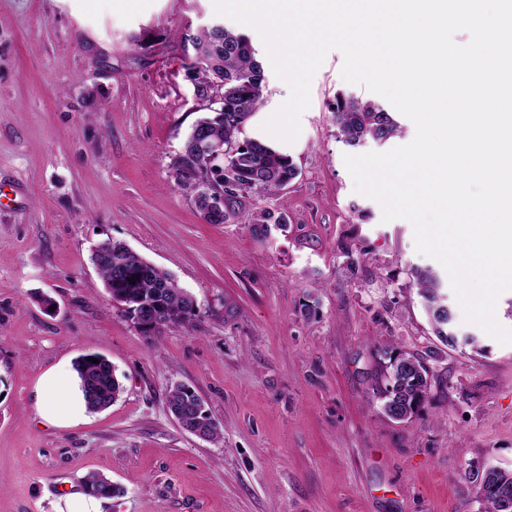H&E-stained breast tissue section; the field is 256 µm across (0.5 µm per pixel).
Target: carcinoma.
I'll list each match as a JSON object with an SVG mask.
<instances>
[{
    "label": "carcinoma",
    "instance_id": "obj_1",
    "mask_svg": "<svg viewBox=\"0 0 512 512\" xmlns=\"http://www.w3.org/2000/svg\"><path fill=\"white\" fill-rule=\"evenodd\" d=\"M191 40L196 54L188 69L194 92L207 97L218 89L223 97L192 127L173 163L175 181L192 193L197 181L208 183L213 192L225 194L224 212L228 213L241 204L242 194L253 189L279 191L297 177L298 170L291 159L253 140H239L238 134L250 114L263 105L266 80L263 63L250 43L227 27L204 28ZM333 118L340 136L350 146L368 139L385 143L399 131L391 113L381 104L353 96L336 98ZM205 140L224 143L228 152L222 158L207 160L201 149ZM252 224L255 232L265 235L270 225H279L281 220L262 210L254 214ZM93 263L112 302L120 306L127 319L141 322L138 330L143 335L156 336L170 326H193L199 311L191 295L125 244L107 240ZM412 276L436 336L444 342L455 341L454 314L443 304L439 275L429 268H416ZM131 279L135 284L129 283ZM383 353L384 361L377 365L372 378L373 397L382 410L395 407L411 418L427 398L435 376L414 353L391 344L383 347ZM90 356L99 362L88 361ZM90 356H80L75 371L87 409L99 412L118 399L122 385L105 356ZM167 404L177 422L202 431L205 440L218 443L223 439L221 427L191 388L171 386ZM478 485L479 512H502L503 497L512 494V471L491 467L483 472ZM83 487L97 498L113 499L123 494L121 487L97 472L83 479Z\"/></svg>",
    "mask_w": 512,
    "mask_h": 512
}]
</instances>
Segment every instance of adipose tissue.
Masks as SVG:
<instances>
[{"label": "adipose tissue", "instance_id": "obj_1", "mask_svg": "<svg viewBox=\"0 0 512 512\" xmlns=\"http://www.w3.org/2000/svg\"><path fill=\"white\" fill-rule=\"evenodd\" d=\"M249 139L263 143L279 154L293 157L298 145L288 115L269 106L254 112L246 123ZM38 412L51 424L66 426L82 418L85 402L77 381L66 370L47 372L38 387Z\"/></svg>", "mask_w": 512, "mask_h": 512}]
</instances>
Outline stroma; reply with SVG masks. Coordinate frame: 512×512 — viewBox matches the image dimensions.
Instances as JSON below:
<instances>
[{
    "instance_id": "1",
    "label": "stroma",
    "mask_w": 512,
    "mask_h": 512,
    "mask_svg": "<svg viewBox=\"0 0 512 512\" xmlns=\"http://www.w3.org/2000/svg\"><path fill=\"white\" fill-rule=\"evenodd\" d=\"M218 20L213 0H0V512H56L91 471L124 489L101 512H477L475 474L512 471V345L460 318L481 353L434 335L410 272L439 262L417 253L409 221L355 193L344 164L408 144L413 123L345 144L331 103L374 94L331 51L300 118L297 177L205 223L172 163L203 115L184 37ZM259 210L285 225L259 237ZM108 238L192 294L194 329L149 338L122 315L90 261ZM386 343L436 375L408 421L372 398ZM93 352L120 398L46 423L40 377ZM177 383L222 442L178 425Z\"/></svg>"
}]
</instances>
